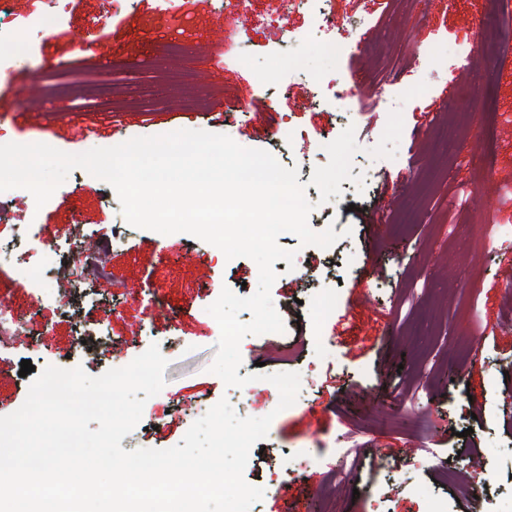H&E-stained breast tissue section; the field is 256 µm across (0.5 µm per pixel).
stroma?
<instances>
[{
	"label": "stroma",
	"instance_id": "35a3bbf8",
	"mask_svg": "<svg viewBox=\"0 0 512 512\" xmlns=\"http://www.w3.org/2000/svg\"><path fill=\"white\" fill-rule=\"evenodd\" d=\"M224 2L178 0L171 11L162 0H126L116 11L111 0H60L48 29L34 19L49 0H12L21 37L0 47L14 59L0 73V137L78 154L204 130L298 167L316 205L311 221L340 238L324 249L278 237L295 253L274 264L285 330L240 343L239 376L264 380L229 387L208 371L220 329L207 308L225 288L254 293L255 262L226 259L188 233L133 227L111 185L77 168L43 207L15 189L0 217L30 225L64 262L76 231L88 248L115 233L123 244L92 305L78 292L37 300L16 267L0 266V299L27 322L0 353V416L26 399L21 361L95 377L155 344L169 362L166 384L122 448L180 444L200 403L273 415L244 470L264 490L251 512H278L284 485L295 512H376L378 490L387 512H422V490L447 512H512V242L498 236L512 229V66L477 55L462 74L444 54L448 42L475 41L484 0H328L336 25L326 32L318 0H248L244 24ZM281 19L288 41L275 45L267 32ZM83 41L105 45L108 64L81 53ZM242 51L251 66L233 63ZM392 70L396 104L371 106V88ZM333 78L347 92L340 106L330 102ZM42 85L48 93L33 101L29 88ZM281 125L287 135L273 143ZM350 126L352 175L372 166L378 176L320 203L313 170L329 161L325 141ZM102 313L108 338L78 340L79 326ZM296 333L301 397L281 411L267 377L287 372L280 345Z\"/></svg>",
	"mask_w": 512,
	"mask_h": 512
}]
</instances>
